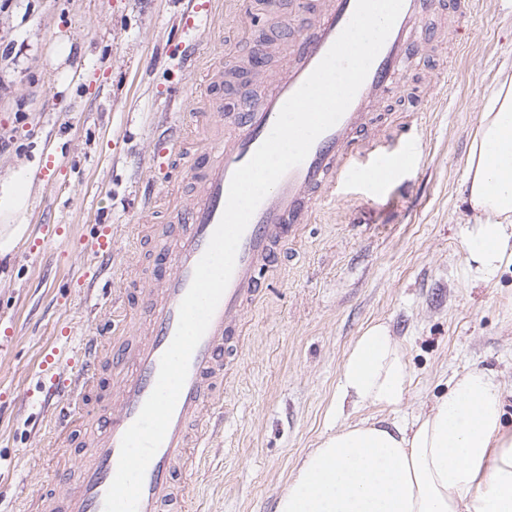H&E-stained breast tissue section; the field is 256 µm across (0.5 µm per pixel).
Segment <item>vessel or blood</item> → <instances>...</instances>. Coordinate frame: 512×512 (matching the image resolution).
<instances>
[{
	"mask_svg": "<svg viewBox=\"0 0 512 512\" xmlns=\"http://www.w3.org/2000/svg\"><path fill=\"white\" fill-rule=\"evenodd\" d=\"M214 2L180 0L186 28L199 30L212 14ZM355 6L356 0H295L302 26L287 44V63L263 73L259 104L226 116L216 111L212 100L224 80L223 56L211 53L193 122L155 142L149 172L159 178L161 188L137 221L153 223L155 209L162 208L176 217L181 229L155 251L160 273L150 284L147 307L131 314L123 301H113L112 315L124 326V335L109 343L87 340L81 362L74 367L62 368L50 355L40 365L55 385L46 393V401L63 396L79 417L89 413L87 393L100 384L102 358L112 360L111 385L117 393L110 412L99 418L88 440L74 442L67 422H59L57 433L63 444L75 447L82 460L79 483L72 490L40 495L41 512H104L122 436L155 387L160 359L177 329L181 301L223 215L232 175L267 138L281 107L323 59ZM470 14L469 0H404L346 112L260 203L239 242L230 282L191 356L165 439L146 469L138 512H162L166 507L185 512L187 500L178 489L185 480L191 450L205 447L209 432L222 423L218 413L224 408V378L233 365L230 348L244 341V315L261 293L263 267L275 262L279 246L296 238L303 225L314 223L323 204L341 197L345 187L367 178H390L396 164L409 160L413 146L387 145L373 132L375 113L393 92L407 63L452 37ZM188 182L194 186L188 203H169L171 188ZM84 249L101 267H108L111 225H96Z\"/></svg>",
	"mask_w": 512,
	"mask_h": 512,
	"instance_id": "vessel-or-blood-1",
	"label": "vessel or blood"
}]
</instances>
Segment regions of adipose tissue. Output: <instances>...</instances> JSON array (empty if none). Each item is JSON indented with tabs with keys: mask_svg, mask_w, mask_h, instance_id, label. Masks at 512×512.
Returning <instances> with one entry per match:
<instances>
[{
	"mask_svg": "<svg viewBox=\"0 0 512 512\" xmlns=\"http://www.w3.org/2000/svg\"><path fill=\"white\" fill-rule=\"evenodd\" d=\"M28 180L0 184V256L25 234ZM463 199L469 280L512 268V76L486 95L466 159ZM411 384L402 344L369 326L346 354L336 383V430L301 461L276 512H512V428L503 421L504 383L484 371L455 373L447 396L405 420L349 422L345 403L396 409Z\"/></svg>",
	"mask_w": 512,
	"mask_h": 512,
	"instance_id": "obj_1",
	"label": "adipose tissue"
}]
</instances>
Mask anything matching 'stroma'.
Here are the masks:
<instances>
[{
    "label": "stroma",
    "instance_id": "35a3bbf8",
    "mask_svg": "<svg viewBox=\"0 0 512 512\" xmlns=\"http://www.w3.org/2000/svg\"><path fill=\"white\" fill-rule=\"evenodd\" d=\"M236 28L215 30L225 61L247 64L272 32L294 36L289 0H234ZM174 0H0V182L29 178L27 230L0 258V512H27L29 493L55 478L75 483L73 449L53 447L33 373L45 354H71L120 294L125 266L155 277L147 253L177 224L132 232L157 193L148 172L155 141L190 120L203 62L179 67L185 38ZM69 54L56 64L57 43ZM452 69L417 125L400 114L443 58ZM512 72V0H477L473 21L422 55L385 103L382 131L418 146L413 165L368 194L326 203L288 241L248 309L245 344L224 385V424L189 469L193 512H275L303 457L332 426L346 353L370 325L405 348L412 383L397 417L428 409L454 373L477 368L512 382V269L489 284L465 282L460 194L479 104ZM108 224L111 269L80 237Z\"/></svg>",
    "mask_w": 512,
    "mask_h": 512
}]
</instances>
